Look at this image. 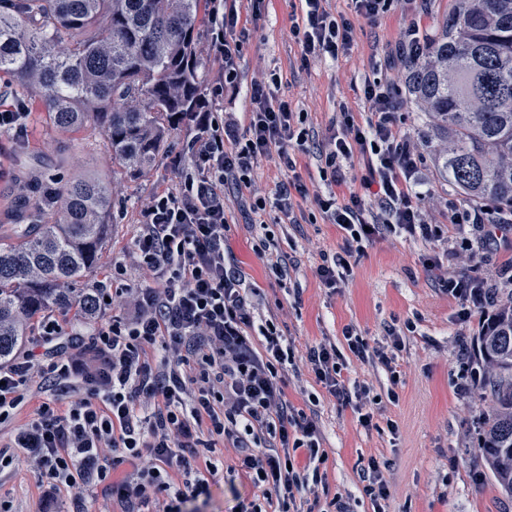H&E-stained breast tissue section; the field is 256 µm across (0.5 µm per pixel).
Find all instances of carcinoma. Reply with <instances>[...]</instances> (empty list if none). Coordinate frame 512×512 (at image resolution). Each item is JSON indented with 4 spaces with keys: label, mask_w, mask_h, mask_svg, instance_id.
<instances>
[{
    "label": "carcinoma",
    "mask_w": 512,
    "mask_h": 512,
    "mask_svg": "<svg viewBox=\"0 0 512 512\" xmlns=\"http://www.w3.org/2000/svg\"><path fill=\"white\" fill-rule=\"evenodd\" d=\"M201 0H0V73L42 98L60 131L100 128L112 169L153 168L172 129L199 108ZM408 92L448 146L437 162L476 203L512 212V0H456L441 32L408 60ZM28 204L49 216L0 238V363L26 338V320L74 300L92 309L83 279L109 233L110 184L93 171L35 184ZM495 412L478 452L512 496V299L476 339Z\"/></svg>",
    "instance_id": "carcinoma-1"
}]
</instances>
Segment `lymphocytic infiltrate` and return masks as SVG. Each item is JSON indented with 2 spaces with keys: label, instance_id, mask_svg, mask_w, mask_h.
Returning a JSON list of instances; mask_svg holds the SVG:
<instances>
[{
  "label": "lymphocytic infiltrate",
  "instance_id": "f902f5d3",
  "mask_svg": "<svg viewBox=\"0 0 512 512\" xmlns=\"http://www.w3.org/2000/svg\"><path fill=\"white\" fill-rule=\"evenodd\" d=\"M210 4L209 49L223 64L213 93L220 96L238 84L247 35L224 0ZM352 19L333 15L324 0H301V19L291 29L301 62L347 54ZM280 81L273 73L251 85L246 126L206 108L191 115L190 166L145 206L130 264L112 266L116 278L135 267L145 286L98 285L97 313L114 306L120 316L98 321L88 336L43 316L30 346L0 364V424L31 388L43 395L33 419L13 433L14 455L0 454V470L18 455L34 463L45 507L67 489L72 512H87L88 499L98 494L111 499L112 512H151L159 500L162 512H181L188 497L208 493L206 475L217 470L209 456L222 441L262 490L249 512H315L328 486L326 454L316 413L297 409L286 393L288 367L298 359L329 396L372 427L370 390L347 388L344 353L327 341L296 353L259 290L224 253L226 193L250 188L260 158L278 154L288 170L275 207L289 223L297 221L292 196L305 187L290 151L304 149L314 132L276 96ZM363 95L366 118L340 112L317 155L328 191L315 195L314 204L344 236L340 251L321 252L320 281L336 292L348 287L352 259L396 234L424 244L420 262L441 291L467 308L489 302L483 281L450 276L440 257L448 226L428 219L416 190L424 157L400 133L398 87L369 79ZM357 157L365 162L360 187L338 199L335 189L347 182ZM386 336L387 345L373 346L356 327L343 334L348 352L389 370L402 332L391 326ZM200 458L207 461L202 470L194 465Z\"/></svg>",
  "mask_w": 512,
  "mask_h": 512
}]
</instances>
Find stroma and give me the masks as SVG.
<instances>
[{
	"instance_id": "1",
	"label": "stroma",
	"mask_w": 512,
	"mask_h": 512,
	"mask_svg": "<svg viewBox=\"0 0 512 512\" xmlns=\"http://www.w3.org/2000/svg\"><path fill=\"white\" fill-rule=\"evenodd\" d=\"M454 5L455 0H425L420 10L400 4L376 22L356 20L349 55L304 67L290 33L293 19L301 15L299 0H236L239 25L248 35L238 62L243 90L213 98L219 70L206 52L210 29L208 16L202 13L197 21L202 97L213 111L230 113L241 122L248 105L245 87L277 72L281 76L277 96L288 101L294 111L306 113L316 140H324L341 108H348L357 119L365 118L368 104L362 88L366 79L381 75L404 85L405 61H397L391 68L384 62L395 53L405 25L416 22L422 40H430ZM0 90L6 91L8 104L24 105L28 113L23 141L0 134V237H13L18 226L29 222L16 190L24 167L60 181L95 169L106 177L115 201L111 232L87 280L88 287H95L110 279L112 263H129L145 204L154 193L175 184L181 169L188 167L187 143L194 134L193 127L187 122L172 130L169 149L151 172L130 178L113 172L100 129H55L41 100L16 89L9 75H0ZM401 100V133L418 143L426 157L421 187L425 206L434 221L448 226V272L484 278L492 294L491 304L472 309L468 319H461L460 302L436 288L422 267V243L398 235L377 240L356 258L349 286L343 292L325 288L315 273L319 253L340 249L343 240L336 226L327 223L314 206V195L324 192L325 186L311 151L296 156V172L307 188L304 195L293 198L297 224L274 223L271 209L264 215L271 234L279 239L292 238L296 244L297 268L290 280L279 283L265 257L257 252L258 239L248 228L254 218L250 202L258 197L272 198L276 184L284 177L278 155L260 159L250 191L230 200L226 255L242 268L247 282L259 288L266 306L279 309V326L297 349L326 339L344 347L343 331L350 325L357 326L372 343L382 339L387 326L413 325L397 354L398 382H391L384 367L361 362L350 353L344 356L345 380L369 386L380 399L374 407L373 428L360 424L354 408L330 399L304 365L288 373L289 400L297 408L313 406L318 410L330 490L342 493L352 512H373L359 482L361 470L373 458L385 464L389 488L386 512H512V498L496 488L476 450L478 424L494 411L495 402L485 379L477 378L479 366L474 360L483 323L512 295V278L502 273L504 267L512 265V224L449 223V210L464 212L473 204L452 190L439 171L438 143L428 114L409 93H402ZM491 231L500 233L499 244L472 257L471 244ZM390 421L396 432L388 431ZM216 455L224 465L210 476L208 494L189 499L183 512H239L257 496L250 479L233 470L234 449L221 445ZM0 502L8 504L12 512H41L40 477L28 461H14L0 472Z\"/></svg>"
}]
</instances>
